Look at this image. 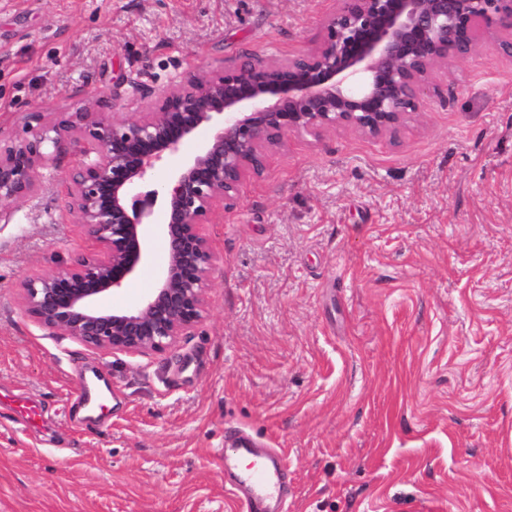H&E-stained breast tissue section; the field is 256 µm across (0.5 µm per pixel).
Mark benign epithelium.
<instances>
[{"mask_svg": "<svg viewBox=\"0 0 512 512\" xmlns=\"http://www.w3.org/2000/svg\"><path fill=\"white\" fill-rule=\"evenodd\" d=\"M479 23L512 51V0H337L315 50L279 62L248 53L221 74L193 73L135 122L117 112H56L49 121L26 113L25 135L0 142V202L33 196L39 170L83 143L66 207L97 251L23 279L25 312L91 348L166 350L207 314L218 258L201 225L217 204L261 176L291 132L396 134L420 111L435 70L476 51ZM204 126L213 134L171 178L163 223L149 224L154 201L134 194L137 183ZM155 234L168 248L156 287L135 309H108L110 292L148 262Z\"/></svg>", "mask_w": 512, "mask_h": 512, "instance_id": "benign-epithelium-1", "label": "benign epithelium"}]
</instances>
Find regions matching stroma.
I'll return each mask as SVG.
<instances>
[{"label":"stroma","instance_id":"1","mask_svg":"<svg viewBox=\"0 0 512 512\" xmlns=\"http://www.w3.org/2000/svg\"><path fill=\"white\" fill-rule=\"evenodd\" d=\"M336 0H0V138L27 112L155 111L192 72L315 49ZM396 137L291 133L216 207L208 313L160 353L91 349L20 281L96 249L78 153L0 203V512H242L224 450L276 449L282 512H512V54L477 29ZM168 259L110 305L133 309ZM101 369L112 403L72 396Z\"/></svg>","mask_w":512,"mask_h":512}]
</instances>
